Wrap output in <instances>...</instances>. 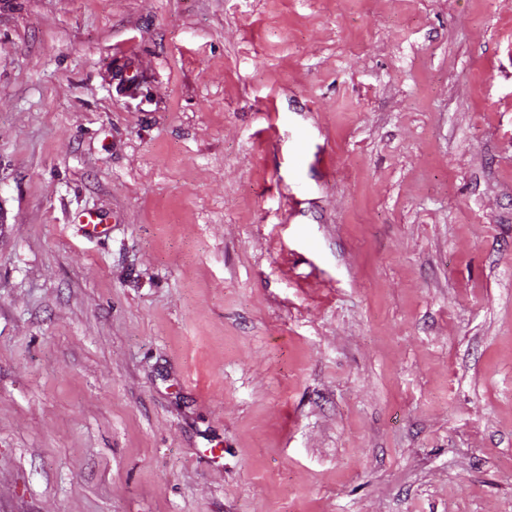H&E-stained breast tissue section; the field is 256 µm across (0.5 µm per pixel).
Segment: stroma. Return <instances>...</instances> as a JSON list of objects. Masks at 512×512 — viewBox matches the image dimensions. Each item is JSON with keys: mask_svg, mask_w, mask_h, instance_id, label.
I'll return each instance as SVG.
<instances>
[{"mask_svg": "<svg viewBox=\"0 0 512 512\" xmlns=\"http://www.w3.org/2000/svg\"><path fill=\"white\" fill-rule=\"evenodd\" d=\"M0 512H512V0H0Z\"/></svg>", "mask_w": 512, "mask_h": 512, "instance_id": "stroma-1", "label": "stroma"}]
</instances>
